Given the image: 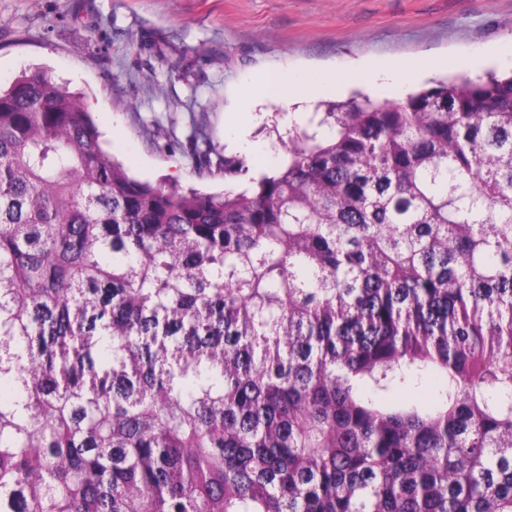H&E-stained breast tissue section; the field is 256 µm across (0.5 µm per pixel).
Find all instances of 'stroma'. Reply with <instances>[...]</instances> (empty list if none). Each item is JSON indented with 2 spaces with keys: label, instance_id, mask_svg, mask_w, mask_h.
I'll list each match as a JSON object with an SVG mask.
<instances>
[{
  "label": "stroma",
  "instance_id": "obj_1",
  "mask_svg": "<svg viewBox=\"0 0 512 512\" xmlns=\"http://www.w3.org/2000/svg\"><path fill=\"white\" fill-rule=\"evenodd\" d=\"M36 68L83 97L138 178L239 191L278 170L289 132L327 104L512 70V0H0V85ZM268 72L306 97L243 111L242 92ZM196 125L242 174L198 172Z\"/></svg>",
  "mask_w": 512,
  "mask_h": 512
}]
</instances>
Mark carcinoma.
<instances>
[{
	"instance_id": "obj_1",
	"label": "carcinoma",
	"mask_w": 512,
	"mask_h": 512,
	"mask_svg": "<svg viewBox=\"0 0 512 512\" xmlns=\"http://www.w3.org/2000/svg\"><path fill=\"white\" fill-rule=\"evenodd\" d=\"M0 512H512V74L337 104L224 193L0 89Z\"/></svg>"
}]
</instances>
